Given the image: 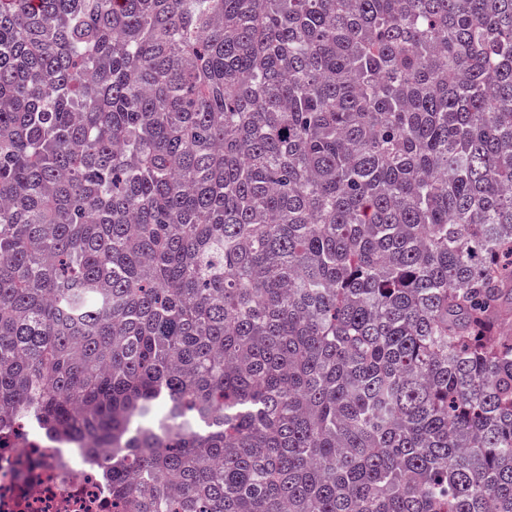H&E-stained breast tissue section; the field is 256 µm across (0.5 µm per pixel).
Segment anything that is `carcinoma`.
<instances>
[{
	"instance_id": "cac0c4a2",
	"label": "carcinoma",
	"mask_w": 512,
	"mask_h": 512,
	"mask_svg": "<svg viewBox=\"0 0 512 512\" xmlns=\"http://www.w3.org/2000/svg\"><path fill=\"white\" fill-rule=\"evenodd\" d=\"M512 0H0V432L115 512H512Z\"/></svg>"
}]
</instances>
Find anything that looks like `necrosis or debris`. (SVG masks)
Returning <instances> with one entry per match:
<instances>
[{"label":"necrosis or debris","mask_w":512,"mask_h":512,"mask_svg":"<svg viewBox=\"0 0 512 512\" xmlns=\"http://www.w3.org/2000/svg\"><path fill=\"white\" fill-rule=\"evenodd\" d=\"M0 512H112L97 457L33 429L0 438Z\"/></svg>","instance_id":"4bbe7bcc"}]
</instances>
